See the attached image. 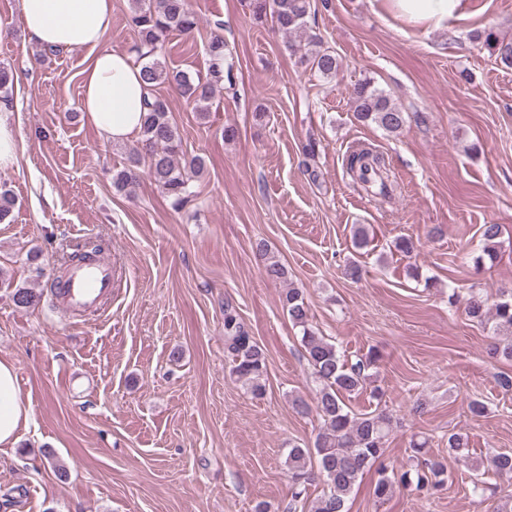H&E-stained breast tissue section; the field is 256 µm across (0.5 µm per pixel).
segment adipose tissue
<instances>
[{"instance_id": "ef3b65f1", "label": "adipose tissue", "mask_w": 512, "mask_h": 512, "mask_svg": "<svg viewBox=\"0 0 512 512\" xmlns=\"http://www.w3.org/2000/svg\"><path fill=\"white\" fill-rule=\"evenodd\" d=\"M389 12L410 25L438 29L458 16L464 0H384ZM23 25L39 46L87 50L81 71V110L108 141L130 139L140 130L143 94L140 66L131 55L106 45L112 30V0H20ZM31 421L19 393L14 363L0 358V447L12 448Z\"/></svg>"}]
</instances>
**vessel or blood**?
Masks as SVG:
<instances>
[{"instance_id": "b4317fda", "label": "vessel or blood", "mask_w": 512, "mask_h": 512, "mask_svg": "<svg viewBox=\"0 0 512 512\" xmlns=\"http://www.w3.org/2000/svg\"><path fill=\"white\" fill-rule=\"evenodd\" d=\"M112 287V262L99 256L72 265L65 279L56 285L55 294L58 306L64 313L95 311L101 309L111 296Z\"/></svg>"}]
</instances>
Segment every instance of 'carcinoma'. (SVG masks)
<instances>
[{"instance_id":"1","label":"carcinoma","mask_w":512,"mask_h":512,"mask_svg":"<svg viewBox=\"0 0 512 512\" xmlns=\"http://www.w3.org/2000/svg\"><path fill=\"white\" fill-rule=\"evenodd\" d=\"M128 4L130 21L138 32L133 52L135 61L142 67L145 115L138 139L130 148L129 163L113 176V186L125 191L147 177L171 200L174 208L180 209L189 202L191 178L203 172L205 161L199 155L182 151L169 104L157 93V86L175 87L183 98L194 102L199 111L206 112L205 102L216 87L234 88L233 54L224 38L215 36L206 48L209 57L206 81H196L182 70L170 69L159 59L166 37L174 31L190 34L198 26V18L188 7L187 0H128ZM253 9L256 18L268 14L277 31L295 36L288 42V50L299 55L311 71L324 79L336 77L340 67L336 55L322 46L321 38L308 25L311 0H253ZM475 39L505 66H512V41L503 37L497 28L487 27L476 33ZM348 95L355 119L364 125L374 124L396 133L410 119L408 113L369 79L351 85ZM317 151L318 144L313 139L302 146V167L313 183L320 180V171L314 165ZM345 169L353 183L366 192L384 200L393 197L395 180L384 154L377 149L363 143L351 147L345 156ZM500 235V225L482 226L483 249L477 264H492L497 260ZM257 254L267 280L287 278V267L271 255L265 245H257ZM12 299L19 307H36L43 299V292L17 288ZM281 299L289 321L301 328V344L318 387L315 411L320 420L313 447L294 444L288 448L292 489L288 512H296V503L304 499L307 486L317 478L325 489L315 501L312 512H347L352 490L371 469L376 474L373 495L381 500L391 496L397 485L425 496L441 491L448 479L447 466L440 459L427 455L428 439L411 440L408 464L395 467L386 462L385 444L393 427V417L382 407L384 393L373 385L371 373L382 358L380 351L372 347L365 354L350 360L345 358L336 344L319 335L310 324L309 307L302 289L288 287ZM465 310L471 319L492 324L494 354L512 360V288L499 289V299L491 308L483 295L473 291L466 299ZM224 351L230 360L231 374L248 386L254 398H263L267 372L265 352L228 302L224 303ZM367 390L376 400L374 410L353 413L345 399ZM448 454L477 474L484 468V462L470 455L468 436L461 433L448 436ZM490 468L497 477L511 481L512 453L493 455Z\"/></svg>"}]
</instances>
